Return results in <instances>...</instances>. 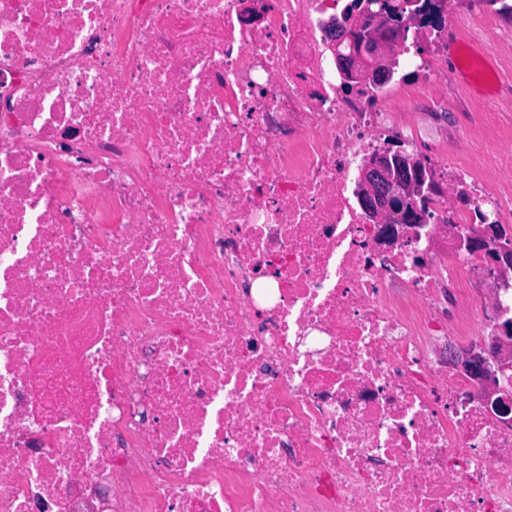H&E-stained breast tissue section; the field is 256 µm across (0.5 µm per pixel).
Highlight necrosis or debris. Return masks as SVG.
<instances>
[{
    "label": "necrosis or debris",
    "instance_id": "obj_1",
    "mask_svg": "<svg viewBox=\"0 0 512 512\" xmlns=\"http://www.w3.org/2000/svg\"><path fill=\"white\" fill-rule=\"evenodd\" d=\"M418 4L403 91L342 76L347 0H0V512H512V370L458 363L512 322L466 246L512 248V96L428 132L512 22ZM416 169V162L401 148L391 156L370 160L361 184L364 206L374 216L393 218L397 224L423 223L424 212L415 199L421 191Z\"/></svg>",
    "mask_w": 512,
    "mask_h": 512
}]
</instances>
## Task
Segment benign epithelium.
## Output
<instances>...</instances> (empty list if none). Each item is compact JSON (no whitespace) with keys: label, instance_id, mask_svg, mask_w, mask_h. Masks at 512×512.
Returning a JSON list of instances; mask_svg holds the SVG:
<instances>
[{"label":"benign epithelium","instance_id":"benign-epithelium-1","mask_svg":"<svg viewBox=\"0 0 512 512\" xmlns=\"http://www.w3.org/2000/svg\"><path fill=\"white\" fill-rule=\"evenodd\" d=\"M392 0H367L345 26V36L357 41L358 49L346 60L338 59L343 75L351 80L380 81L389 76L390 61L404 35V24L392 19ZM417 164L399 148L390 156L369 161L363 171L361 191L364 206L376 217L393 218L398 224H421L424 212L416 205L421 182L416 178ZM493 227L474 235L468 245L475 251H486L493 257L500 251ZM464 370L472 377L488 380L483 359L478 355L466 358Z\"/></svg>","mask_w":512,"mask_h":512}]
</instances>
